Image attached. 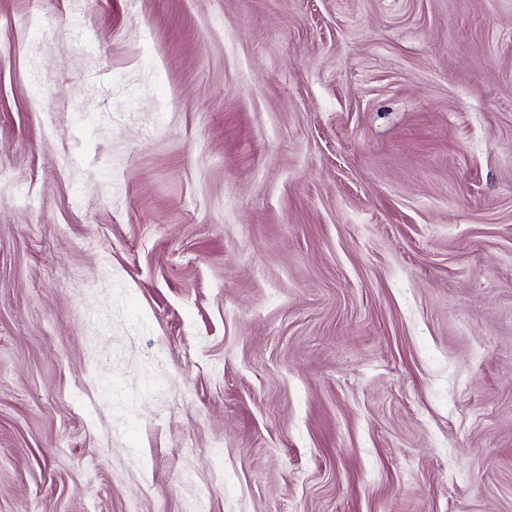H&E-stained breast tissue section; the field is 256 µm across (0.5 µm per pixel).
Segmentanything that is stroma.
Wrapping results in <instances>:
<instances>
[{"mask_svg": "<svg viewBox=\"0 0 512 512\" xmlns=\"http://www.w3.org/2000/svg\"><path fill=\"white\" fill-rule=\"evenodd\" d=\"M0 512H512V0H0Z\"/></svg>", "mask_w": 512, "mask_h": 512, "instance_id": "obj_1", "label": "stroma"}]
</instances>
